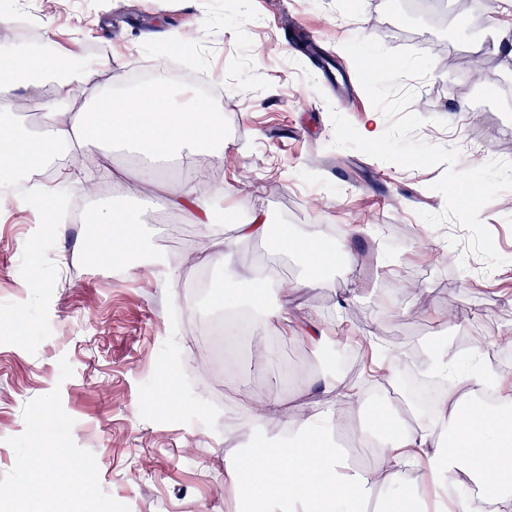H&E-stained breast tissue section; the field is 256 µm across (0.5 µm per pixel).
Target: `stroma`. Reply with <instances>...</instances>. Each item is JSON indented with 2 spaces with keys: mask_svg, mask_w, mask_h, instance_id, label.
Masks as SVG:
<instances>
[{
  "mask_svg": "<svg viewBox=\"0 0 512 512\" xmlns=\"http://www.w3.org/2000/svg\"><path fill=\"white\" fill-rule=\"evenodd\" d=\"M476 2L472 25L461 0H0V56L35 52V41L13 35L23 8L48 36V59L98 70L96 87L76 95L75 113L97 96H134L127 83L113 82L118 64L131 60L166 78L192 63L234 126L223 154L207 158L224 185L215 206L225 230L254 208L302 236L330 238L334 227L351 224L377 228L359 241L348 279L335 270L319 287L303 288L300 260L263 240L227 258L182 260L183 285L171 288L162 263L99 271L87 256L92 225L59 222L28 193L31 174L20 176L0 208V512H30L25 486L35 445L56 449L57 465L81 475L75 499L61 500L59 512H239L225 467L246 468L251 435L237 406L274 395L289 416L296 389L266 367L229 384L208 383L193 333L203 318L223 312L225 292L242 288L266 256L273 274L262 305L286 296L352 336L384 325L421 347L441 336H479L494 350L500 328L512 326V191L480 214L504 259L488 272L469 252L463 226L449 221L436 229L420 217L445 208L433 189L445 165L405 168L334 147L329 116L337 110L360 129L373 110L344 49L352 38H374L390 50L443 45L454 67L400 81L423 120L417 138L459 148L461 169L512 161V122L504 117L512 112V54L497 52V65L478 79L466 68L483 30L512 26V0ZM164 31L188 34L192 52L161 39ZM1 112L12 113L22 134L43 124L22 87L0 96ZM127 206L159 256H167L174 231L203 235L169 208ZM383 224L410 225L415 236L392 249ZM200 267L214 285L203 300L185 288ZM35 278L43 283L38 293L28 287ZM475 282L481 292H473ZM384 304L391 314L382 318ZM259 334L285 370L349 372L335 345L313 349L291 324L271 321Z\"/></svg>",
  "mask_w": 512,
  "mask_h": 512,
  "instance_id": "stroma-1",
  "label": "stroma"
}]
</instances>
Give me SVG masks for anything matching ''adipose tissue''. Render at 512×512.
Instances as JSON below:
<instances>
[{"mask_svg":"<svg viewBox=\"0 0 512 512\" xmlns=\"http://www.w3.org/2000/svg\"><path fill=\"white\" fill-rule=\"evenodd\" d=\"M52 63L41 56L28 55L0 63V90L19 86L35 89L38 78L51 72ZM94 71L77 79L58 80L52 97L35 94L33 103L43 112L45 122L37 137L12 136L0 140V178L14 179L31 169L34 158H51L58 147L69 155L95 162L88 180L112 178V160L105 145L120 144L139 152L152 162L166 160L183 149L196 155L211 154L224 145V114L210 100L192 97L185 110H178L172 92L158 82L139 92V108L128 97L112 95L94 102L82 112L68 110L78 85L91 84ZM213 179L210 168L194 163L184 178L170 183L160 179L130 177L118 181V195L96 212L98 238L109 245L106 257L123 262L147 260L142 227L125 202L161 192L169 208L187 213L194 223L211 228L200 243L199 253L233 251L266 238L267 217L254 210L250 219L235 225L233 236L224 234V215L217 210L205 185ZM367 224L349 225L342 242L326 249L319 241L304 242L291 231H283V247L299 253L307 265L326 269L338 266L344 275L354 272L355 240L370 235ZM473 368L454 373V359L435 348L427 349L424 371L431 377H453L454 384L434 407L433 419L418 412L390 409L377 417L360 434L378 447L374 462L367 468L351 469L338 437L349 431L368 399L357 383L337 373L309 377L300 387L308 399L296 418L280 423L281 435L270 438L255 433L254 401L242 405L240 422L253 429L249 444L247 472L227 470L226 476L241 488L240 499L248 512H361L379 489L389 483L400 490L397 503L402 512H419L420 489L431 482L440 489L458 484L460 477L483 484V498L494 504V512H512V394L498 395L497 407L463 410L464 399L476 388L500 382L489 367L481 345L470 349ZM31 483L50 487L51 495L39 498L40 512H57V498L71 494L80 483L74 470L56 468L54 449H31Z\"/></svg>","mask_w":512,"mask_h":512,"instance_id":"ef3b65f1","label":"adipose tissue"}]
</instances>
